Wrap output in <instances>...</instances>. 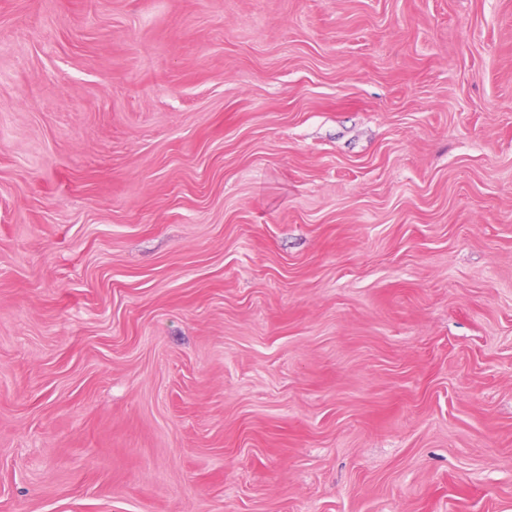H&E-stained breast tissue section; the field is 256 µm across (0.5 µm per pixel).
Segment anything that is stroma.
Wrapping results in <instances>:
<instances>
[{"mask_svg": "<svg viewBox=\"0 0 512 512\" xmlns=\"http://www.w3.org/2000/svg\"><path fill=\"white\" fill-rule=\"evenodd\" d=\"M0 512H512V0H0Z\"/></svg>", "mask_w": 512, "mask_h": 512, "instance_id": "stroma-1", "label": "stroma"}]
</instances>
